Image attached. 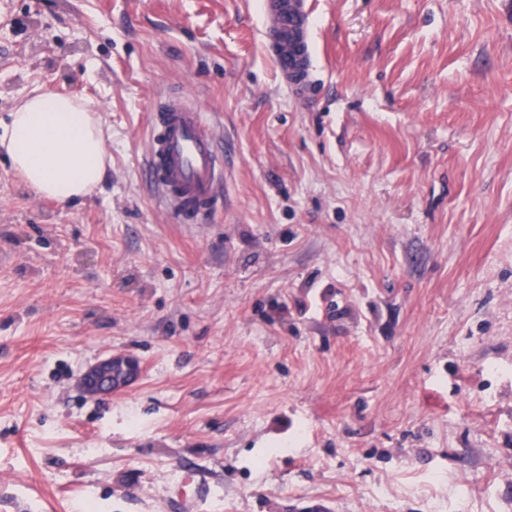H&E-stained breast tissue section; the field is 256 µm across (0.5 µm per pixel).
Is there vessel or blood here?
<instances>
[{"instance_id":"b4317fda","label":"vessel or blood","mask_w":512,"mask_h":512,"mask_svg":"<svg viewBox=\"0 0 512 512\" xmlns=\"http://www.w3.org/2000/svg\"><path fill=\"white\" fill-rule=\"evenodd\" d=\"M263 12L280 75L308 81L311 45L305 0H263ZM148 169L162 199L179 210L184 222L208 212L223 182L224 164L206 114L168 100L154 117Z\"/></svg>"}]
</instances>
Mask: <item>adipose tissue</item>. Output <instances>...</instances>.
Masks as SVG:
<instances>
[{"mask_svg": "<svg viewBox=\"0 0 512 512\" xmlns=\"http://www.w3.org/2000/svg\"><path fill=\"white\" fill-rule=\"evenodd\" d=\"M9 117L0 152L37 195L65 204L100 184L106 152L91 102L37 89Z\"/></svg>", "mask_w": 512, "mask_h": 512, "instance_id": "ef3b65f1", "label": "adipose tissue"}]
</instances>
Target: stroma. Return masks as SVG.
I'll use <instances>...</instances> for the list:
<instances>
[{
  "label": "stroma",
  "instance_id": "1",
  "mask_svg": "<svg viewBox=\"0 0 512 512\" xmlns=\"http://www.w3.org/2000/svg\"><path fill=\"white\" fill-rule=\"evenodd\" d=\"M0 0V121L91 100L92 194L0 158V512H512V0ZM203 107L221 205L181 223L151 115ZM112 352L124 391L76 381ZM263 12L280 75L294 82L308 81L312 68L305 0H263ZM299 58H303L301 67ZM141 371L138 360L121 353H109L85 370L78 386L92 397L112 394L127 387Z\"/></svg>",
  "mask_w": 512,
  "mask_h": 512
}]
</instances>
